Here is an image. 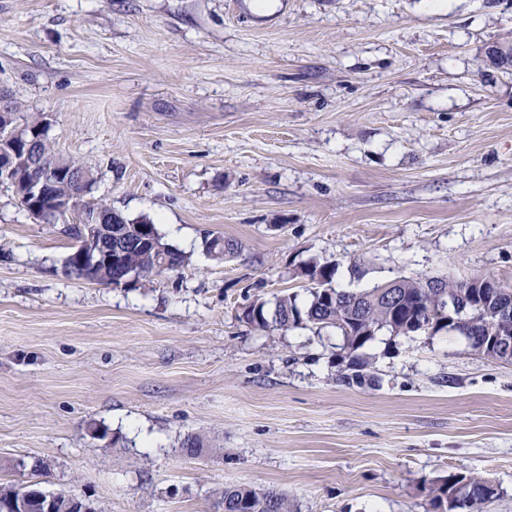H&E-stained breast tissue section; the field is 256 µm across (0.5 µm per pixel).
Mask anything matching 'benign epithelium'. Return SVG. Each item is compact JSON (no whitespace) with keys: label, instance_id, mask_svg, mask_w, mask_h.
Masks as SVG:
<instances>
[{"label":"benign epithelium","instance_id":"1","mask_svg":"<svg viewBox=\"0 0 512 512\" xmlns=\"http://www.w3.org/2000/svg\"><path fill=\"white\" fill-rule=\"evenodd\" d=\"M489 62L500 69L512 68V56L502 47L492 44L487 47ZM7 132L0 137V176L13 183L17 197L26 203L29 214L37 221L55 224L67 214H75L77 225L86 233V243L82 255L76 259L79 279L87 282L96 281L95 272L101 265H106L119 272H124L118 257L112 255V244L105 243L98 237L99 225L113 224L112 212L94 210L77 199L59 198L53 192L55 185L64 180L78 187H83L90 180L87 171L71 164L37 166L33 164L34 154L40 138L25 140L20 132L6 124ZM58 496L41 494L37 490L29 491L20 508L34 509L36 512H56Z\"/></svg>","mask_w":512,"mask_h":512}]
</instances>
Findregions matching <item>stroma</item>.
<instances>
[{"label":"stroma","instance_id":"stroma-1","mask_svg":"<svg viewBox=\"0 0 512 512\" xmlns=\"http://www.w3.org/2000/svg\"><path fill=\"white\" fill-rule=\"evenodd\" d=\"M510 39L512 0H0L19 120L92 168L88 200L190 258L150 288L68 278L63 224L0 186V484L104 512H216L236 485L294 512H432L462 473L512 512V364L383 334L349 386L334 329L239 319L304 294L311 259L347 290L512 284V72L485 57Z\"/></svg>","mask_w":512,"mask_h":512}]
</instances>
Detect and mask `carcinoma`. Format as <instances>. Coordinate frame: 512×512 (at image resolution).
I'll return each mask as SVG.
<instances>
[{"instance_id":"cac0c4a2","label":"carcinoma","mask_w":512,"mask_h":512,"mask_svg":"<svg viewBox=\"0 0 512 512\" xmlns=\"http://www.w3.org/2000/svg\"><path fill=\"white\" fill-rule=\"evenodd\" d=\"M40 153L45 163H75L55 151L48 138L40 142ZM148 226L157 239H162L157 225L149 219H121L112 225V242L135 239L142 227ZM205 250L216 259L234 247L224 246V238L204 239ZM167 263L155 258L150 250L129 248L124 263L135 274V283L148 287L153 281L178 266H185L188 258L173 248L167 253ZM300 277H320L327 287L307 288L305 302L298 295L288 294L274 302L256 299L245 309L240 319L262 332L287 331L294 328H334L344 336L348 347L347 371L340 380L348 385H361L365 376L355 369L357 352L380 333L409 337L421 328L434 336L442 331L456 332L465 337L468 346L488 358L512 355V284L502 288H480L468 280L448 281L440 278L439 288H430L428 278L399 277L369 290L350 291L332 286L336 264L310 261L297 272ZM453 300L459 310L447 308ZM496 493L488 481L450 474L432 490L434 512H479V506ZM224 512H291L288 498L277 491L258 492L244 486L224 488L217 502Z\"/></svg>"}]
</instances>
